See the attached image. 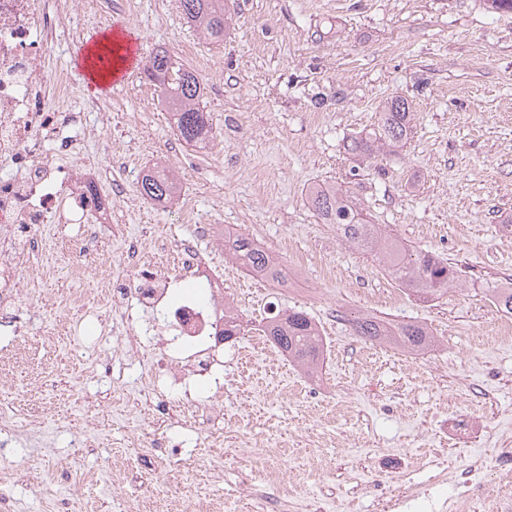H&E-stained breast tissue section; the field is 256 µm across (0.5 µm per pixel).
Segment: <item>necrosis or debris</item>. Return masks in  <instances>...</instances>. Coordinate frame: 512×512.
<instances>
[{
  "label": "necrosis or debris",
  "mask_w": 512,
  "mask_h": 512,
  "mask_svg": "<svg viewBox=\"0 0 512 512\" xmlns=\"http://www.w3.org/2000/svg\"><path fill=\"white\" fill-rule=\"evenodd\" d=\"M83 14L79 0H0V335L15 338L23 349L44 332L39 316L21 320L25 300L21 266L25 253L39 249L33 229L40 224H84L79 253L94 252L100 238L105 198L94 163L83 148L96 139L84 115L103 111L97 101L74 109V82L63 69L50 70L52 47ZM210 224L193 227V237L165 245L171 271H145L142 238L127 240L124 260L138 275L121 288H111L108 310L131 315L129 343L141 348L158 328H166L170 344L184 354L163 361L145 384L144 393L158 418L171 415L168 393L186 381L207 383L211 399L191 404L198 423L224 418V339L217 325L224 314V279L201 257L199 241L215 237ZM206 278L208 302L169 301V272ZM499 480L480 493L483 512H512V448L498 455Z\"/></svg>",
  "instance_id": "necrosis-or-debris-1"
}]
</instances>
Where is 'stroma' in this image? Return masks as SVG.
I'll use <instances>...</instances> for the list:
<instances>
[{
  "label": "stroma",
  "instance_id": "stroma-1",
  "mask_svg": "<svg viewBox=\"0 0 512 512\" xmlns=\"http://www.w3.org/2000/svg\"><path fill=\"white\" fill-rule=\"evenodd\" d=\"M229 6L220 43L201 38L177 0H112L111 11L73 32L83 40L117 23L138 38L142 56L167 48L199 77L213 127L208 150L185 144L137 67L106 96L108 112L86 113L112 148L89 157H118L112 177L126 183L105 228L107 274L131 273L124 238L147 235L153 252L190 236L195 223L233 224L275 251L297 286H268L262 307L225 290L242 324L224 343V426L239 439L199 448L195 433L167 427L192 465L159 473L143 512L189 496L207 512H242L245 483L287 487L310 512H383L391 493L408 512H435L445 497L480 512L460 475L512 435V336L501 333L488 294L512 273V13L485 0ZM394 96L414 111L405 147L386 158L349 153L350 138L371 129ZM154 166L180 178L185 202L155 203L126 176ZM317 185L343 186L386 233L447 259L458 287L429 302L398 289L376 257L317 216L307 200ZM38 234L44 248L27 257L22 277L47 332L22 357L0 360V412L17 430L0 454V494L14 512H52L50 492L67 472L77 483L75 512H116L117 496L155 465L140 445L155 419L141 378L166 350L128 356L121 314L102 325L66 304L75 292L96 301L94 256L82 257L76 278L72 255L62 254L40 280L50 248L80 239V225L44 224ZM382 288L398 300L372 302ZM291 308L307 311L326 338L311 376L276 348L250 344L265 317ZM364 315L423 324L436 344L416 366L408 351L389 347L364 361L349 325ZM78 318L82 330H65ZM107 355L126 362L120 384L92 373ZM86 438L93 447L74 449ZM107 459L116 480L93 479Z\"/></svg>",
  "mask_w": 512,
  "mask_h": 512
}]
</instances>
